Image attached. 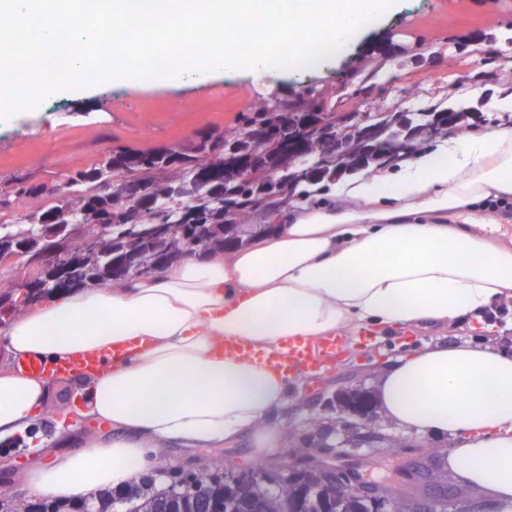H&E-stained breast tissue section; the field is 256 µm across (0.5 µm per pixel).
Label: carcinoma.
<instances>
[{"label":"carcinoma","mask_w":512,"mask_h":512,"mask_svg":"<svg viewBox=\"0 0 512 512\" xmlns=\"http://www.w3.org/2000/svg\"><path fill=\"white\" fill-rule=\"evenodd\" d=\"M331 112H323L307 89L292 99L262 102L242 118V127L232 138L208 133L182 152L167 148L136 151L129 148L107 150L92 168L79 171L68 180L73 191L56 199L54 205L42 204L55 191L43 185L20 186L18 196L30 199L25 226L0 233V242L10 240L35 258L47 252L68 256L67 280L78 287L103 285L114 280L143 277L182 258L188 245L203 252L224 251L242 246L253 237L273 231L271 224H251L249 220L274 196L279 185L271 181L269 171L277 169L298 189L295 199L311 195L310 188L324 180L336 179V161L320 141L304 138L294 151L289 139L303 122L321 124ZM423 122L408 136L406 149L397 150L384 128L392 116L378 121L383 128L370 146L360 138L346 134L348 169L357 170L376 162L394 163L411 155L418 144L432 137L431 112L421 113ZM244 168L242 178L234 180L231 171ZM196 185L193 200L181 198V187ZM156 214L155 224H140L134 202ZM234 211L238 224L225 222V213ZM58 212L65 221L81 225L80 236L73 238L51 223ZM20 282L0 279V315L15 314ZM203 491L218 501L222 512H252L259 502L264 512H290L293 495H285L283 486L265 480H250L237 494L224 500V474L204 473ZM308 496L305 507L315 512H375L371 497H358L336 488V480L319 464H310L304 473ZM0 512H204L200 498L177 491V484L164 490L151 485H132L124 495L109 494L97 498L95 505H75L51 501L38 510L21 503Z\"/></svg>","instance_id":"1"}]
</instances>
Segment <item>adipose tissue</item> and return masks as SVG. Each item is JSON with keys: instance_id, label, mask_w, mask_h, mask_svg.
Listing matches in <instances>:
<instances>
[{"instance_id": "adipose-tissue-1", "label": "adipose tissue", "mask_w": 512, "mask_h": 512, "mask_svg": "<svg viewBox=\"0 0 512 512\" xmlns=\"http://www.w3.org/2000/svg\"><path fill=\"white\" fill-rule=\"evenodd\" d=\"M336 202L296 204L242 248L138 279L55 294L0 325V445L25 444L29 498L75 502L120 490L166 448L282 454L275 417L302 400L300 373L272 364L290 343L362 329L445 328L512 302V233L489 198H512V131L454 139L395 175L362 173ZM239 344L225 353V341ZM98 359L53 406L45 375L20 369ZM373 400L396 429L447 436L453 488L483 512H512V351L436 342L389 358ZM53 419V432L39 428ZM105 422L87 440L83 425Z\"/></svg>"}]
</instances>
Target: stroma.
I'll list each match as a JSON object with an SVG mask.
<instances>
[{"mask_svg":"<svg viewBox=\"0 0 512 512\" xmlns=\"http://www.w3.org/2000/svg\"><path fill=\"white\" fill-rule=\"evenodd\" d=\"M373 88L353 97L355 85ZM313 88L329 112H419L423 103L467 112L465 135L512 129V111L495 109L512 94V0H399L397 9L342 53L286 75L270 86L255 85L244 73L204 86H115L100 84L84 101L48 98L21 121L0 126V214H25L22 185L61 186L89 169L112 147L180 148L198 136L232 134L240 112L261 101ZM486 330L464 322L445 330L380 338L341 340L338 362L316 370L303 384L304 402L279 416L289 436L287 452L308 460L336 453L358 460L376 480L395 481L404 495L422 483L409 469L430 467L448 438H423L397 431L372 411L375 441L351 445L354 415L331 408L339 392H372L384 358L431 342L476 337L512 343V307H493ZM166 479L176 471L236 472L254 464L248 441L231 448L167 449Z\"/></svg>","mask_w":512,"mask_h":512,"instance_id":"stroma-1","label":"stroma"}]
</instances>
